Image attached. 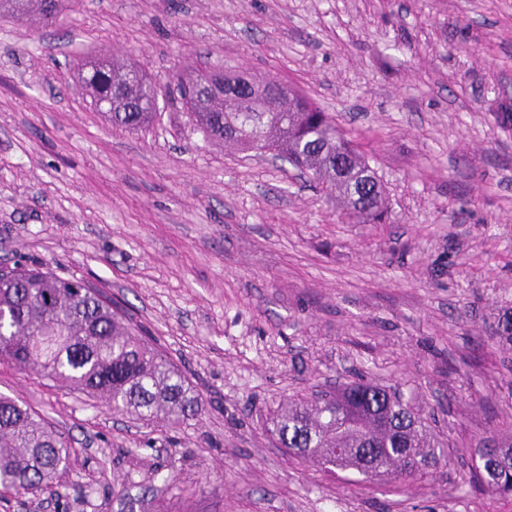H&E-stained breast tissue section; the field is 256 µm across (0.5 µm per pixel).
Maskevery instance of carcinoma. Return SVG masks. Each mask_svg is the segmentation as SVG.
Wrapping results in <instances>:
<instances>
[{
  "mask_svg": "<svg viewBox=\"0 0 512 512\" xmlns=\"http://www.w3.org/2000/svg\"><path fill=\"white\" fill-rule=\"evenodd\" d=\"M47 0H0V15L50 20ZM80 90L112 121L136 128L156 111L154 88L138 71L110 57L91 64ZM288 91L256 84L217 87L182 97L183 108L206 138L240 150L270 149L309 173L336 198L347 217L382 219L384 190L371 158L319 106L308 111ZM0 361L105 400L114 412L143 421L177 422L203 406L186 376L159 348L139 337L132 321L83 280L44 268L0 266ZM280 444L329 472L366 479L421 473L444 449L425 419L396 388L346 385L313 402L282 404L274 422ZM470 473L496 495H512V441ZM67 441L39 414L0 396V487L35 492L66 468Z\"/></svg>",
  "mask_w": 512,
  "mask_h": 512,
  "instance_id": "carcinoma-1",
  "label": "carcinoma"
}]
</instances>
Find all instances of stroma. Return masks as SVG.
<instances>
[{
  "instance_id": "35a3bbf8",
  "label": "stroma",
  "mask_w": 512,
  "mask_h": 512,
  "mask_svg": "<svg viewBox=\"0 0 512 512\" xmlns=\"http://www.w3.org/2000/svg\"><path fill=\"white\" fill-rule=\"evenodd\" d=\"M166 85L137 129L76 92L84 58ZM280 79L372 158L359 224L288 164L206 139L175 73ZM512 0H76L0 17V263L83 279L187 376L201 415L144 422L0 362V395L72 448L0 512H512L472 485L512 424ZM396 387L446 455L402 481L289 455L272 420L358 377Z\"/></svg>"
}]
</instances>
